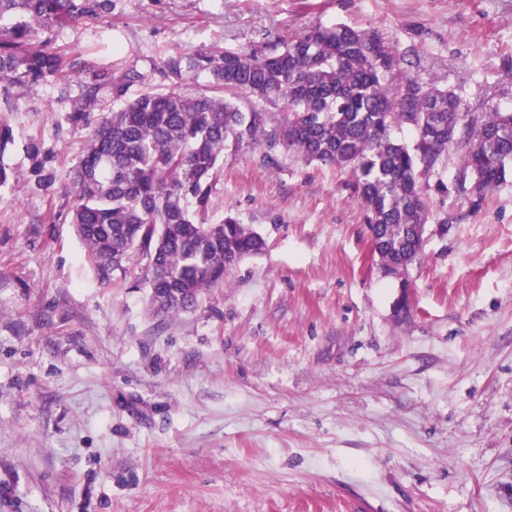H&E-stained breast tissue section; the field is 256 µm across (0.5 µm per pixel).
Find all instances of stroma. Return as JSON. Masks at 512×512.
<instances>
[{
  "label": "stroma",
  "mask_w": 512,
  "mask_h": 512,
  "mask_svg": "<svg viewBox=\"0 0 512 512\" xmlns=\"http://www.w3.org/2000/svg\"><path fill=\"white\" fill-rule=\"evenodd\" d=\"M336 23L468 111L512 109V0H113L49 34L79 77L0 90V512H512V180L475 189L443 153L401 281L348 172L226 144L209 221L266 248L166 318L145 263L100 286L70 222L71 170L118 106L104 86L75 117L96 74L206 93L208 71L163 78L168 58Z\"/></svg>",
  "instance_id": "obj_1"
}]
</instances>
